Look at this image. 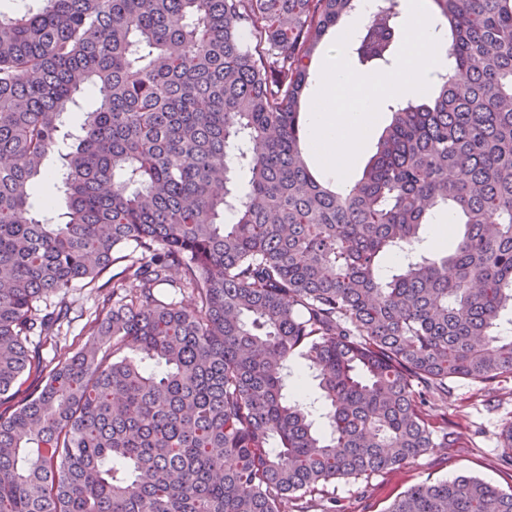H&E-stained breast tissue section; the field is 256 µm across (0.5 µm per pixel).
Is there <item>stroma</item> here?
<instances>
[{"mask_svg":"<svg viewBox=\"0 0 512 512\" xmlns=\"http://www.w3.org/2000/svg\"><path fill=\"white\" fill-rule=\"evenodd\" d=\"M66 300L73 322L61 330V344L85 339V317L98 303L89 289H69ZM428 408L436 419L455 426L457 442L452 448H432L411 464L356 482H339L328 491L342 512H386L398 494L411 486L472 474L512 491V467L505 459L512 450L503 448L499 435L512 424V378L491 383L453 379L447 397L431 398Z\"/></svg>","mask_w":512,"mask_h":512,"instance_id":"35a3bbf8","label":"stroma"}]
</instances>
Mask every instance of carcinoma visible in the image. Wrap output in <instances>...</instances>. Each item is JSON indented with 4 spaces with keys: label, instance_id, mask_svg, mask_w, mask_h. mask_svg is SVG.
<instances>
[{
    "label": "carcinoma",
    "instance_id": "carcinoma-1",
    "mask_svg": "<svg viewBox=\"0 0 512 512\" xmlns=\"http://www.w3.org/2000/svg\"><path fill=\"white\" fill-rule=\"evenodd\" d=\"M38 2L0 13V512H307L451 447L428 399L512 377V0H432L448 69L427 102L385 101L343 192L307 164L301 98L358 0ZM403 26L379 0L354 70H392ZM52 153L63 221L50 197L31 214ZM441 207L463 235L416 252ZM77 283L112 305L45 360L28 342L60 335ZM387 512H512V492L460 474ZM368 140L365 142L363 149L360 151L358 156L356 157L352 169L348 176L344 180H336V183L329 177H327L321 168L318 160L313 156H310V164L313 170L322 178L330 180L333 185H336L337 188H345L352 185L361 175L362 168L366 161L368 160L371 153L368 152Z\"/></svg>",
    "mask_w": 512,
    "mask_h": 512
}]
</instances>
